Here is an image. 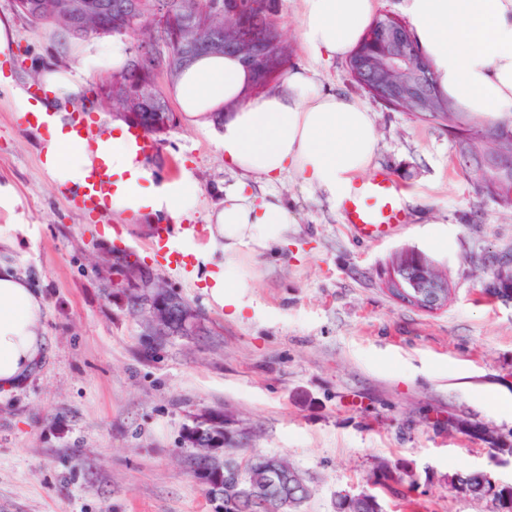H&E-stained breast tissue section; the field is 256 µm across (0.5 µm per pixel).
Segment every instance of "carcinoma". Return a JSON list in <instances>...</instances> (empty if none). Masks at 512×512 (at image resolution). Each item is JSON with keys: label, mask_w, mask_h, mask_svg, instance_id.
<instances>
[{"label": "carcinoma", "mask_w": 512, "mask_h": 512, "mask_svg": "<svg viewBox=\"0 0 512 512\" xmlns=\"http://www.w3.org/2000/svg\"><path fill=\"white\" fill-rule=\"evenodd\" d=\"M109 12L102 18L89 14L83 26L74 30L56 10L57 0H28L30 21L41 25L58 26L72 39L80 40L90 35L124 36L129 39V58L124 66L102 77L100 84H110L106 104L117 112L128 109V98L153 78V66L138 58L135 27H142L157 14L167 16L170 24L169 38L173 42V55L166 61L171 79L178 78L182 70L201 55L233 54L253 72L254 80L245 98L259 94L286 71L292 49L280 27L281 0H224L227 8L222 14L208 10V0H107ZM400 35L411 40L415 55L426 66L421 82L429 98L421 108L410 103L400 105V111L418 119L436 122L448 128V135L456 139V132L475 130L472 148L481 151L489 146H512V116L493 120L478 119L465 112H458L438 87L431 61L420 50L408 25H394L388 16L376 18L365 33L361 43L349 55L347 68L354 73L353 63L375 54L378 41L386 36ZM218 41L222 47L213 51L199 47L205 40ZM465 173L475 192L481 196L492 193L495 176L478 174L474 169ZM224 428V416L216 414L205 427L197 426L188 435V442L198 450L194 461L206 463L211 472L224 476V457L212 455L216 437ZM408 473L385 464L373 473L372 478L382 481L389 488L414 481L407 480Z\"/></svg>", "instance_id": "obj_1"}]
</instances>
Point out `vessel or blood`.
I'll return each mask as SVG.
<instances>
[{
    "label": "vessel or blood",
    "mask_w": 512,
    "mask_h": 512,
    "mask_svg": "<svg viewBox=\"0 0 512 512\" xmlns=\"http://www.w3.org/2000/svg\"><path fill=\"white\" fill-rule=\"evenodd\" d=\"M112 193V174L106 161H99L85 180L74 190L71 202L85 213H95L107 208ZM341 211L357 237L377 240L390 236L398 227L407 224L408 217L401 204L398 183L387 172L378 171L371 177L356 183L345 197ZM193 224H157L152 228L151 249L158 259L171 270L186 274L192 261L188 255L174 246L176 234H196Z\"/></svg>",
    "instance_id": "obj_1"
}]
</instances>
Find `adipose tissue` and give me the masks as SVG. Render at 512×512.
Segmentation results:
<instances>
[{"mask_svg": "<svg viewBox=\"0 0 512 512\" xmlns=\"http://www.w3.org/2000/svg\"><path fill=\"white\" fill-rule=\"evenodd\" d=\"M374 0H303L301 35L317 60L345 56L369 26ZM415 37L432 59L440 88L457 109L477 117L512 112V0H407ZM128 41L73 42L69 52L79 68H43L40 83L49 95L30 106L26 92L11 87L20 111L36 109L49 133L44 143L45 172L57 185L80 186L100 158H107L115 190L110 209L131 215L166 216L178 221L194 213L201 190L191 173L156 183L146 160L113 125L88 140L71 141L69 115L58 102L79 90L81 76L121 67ZM252 75L232 56L198 58L172 85L185 123L218 130L224 161L239 181L224 192L208 214L209 240L224 261L208 272L204 289L219 307L241 314L245 282L229 271L243 250L285 243L293 218L271 184L284 174L326 194L339 204L351 183L373 165L378 136L374 118L362 103L323 90L308 70L292 71L272 89L249 99ZM223 123H216V113ZM46 304L25 275L0 263V390L24 385L46 350Z\"/></svg>", "mask_w": 512, "mask_h": 512, "instance_id": "ef3b65f1", "label": "adipose tissue"}]
</instances>
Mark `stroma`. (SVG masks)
I'll list each match as a JSON object with an SVG mask.
<instances>
[{
    "instance_id": "stroma-1",
    "label": "stroma",
    "mask_w": 512,
    "mask_h": 512,
    "mask_svg": "<svg viewBox=\"0 0 512 512\" xmlns=\"http://www.w3.org/2000/svg\"><path fill=\"white\" fill-rule=\"evenodd\" d=\"M302 0H282L291 67L323 88L358 100L379 133L373 167L414 196L407 224L384 240L358 238L326 196L284 177L277 190L296 219L286 243L243 252L232 276L246 279L251 308L229 316L199 274L153 271L197 308L208 332L169 337L146 350L145 327L113 296L103 259L115 226L139 258L149 255L150 220L112 213L88 218L41 166L42 142L0 90V183L11 185L26 224L0 244L46 302V354L31 379L0 394V512H224L192 464L186 437L201 413L220 410L240 434L236 459L282 456L312 490L301 512H336V495L367 490L384 512H495L451 488L473 471L512 485V303L480 292L495 256L512 255V212L477 196L446 129L392 111L354 82L345 59L315 62L300 36ZM17 39L0 69L24 89L37 67L74 58L50 29L14 14L0 19ZM89 76L68 112L94 125L115 114ZM158 177L190 171L201 189L193 221L224 197L237 172L214 133L178 123L147 158ZM422 253L447 271V307L423 312L383 287L390 257ZM498 431L494 452L479 428ZM412 474L409 501L371 487L379 463Z\"/></svg>"
}]
</instances>
